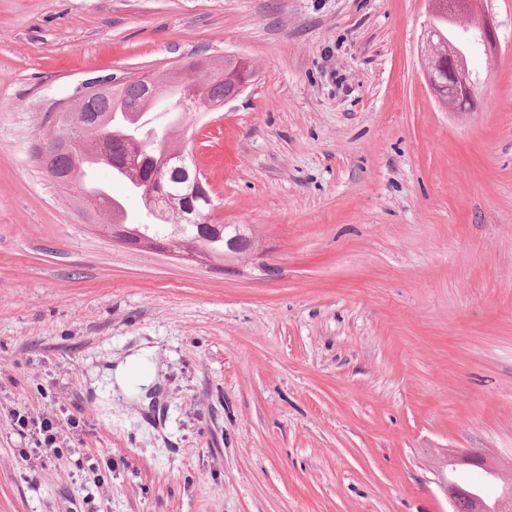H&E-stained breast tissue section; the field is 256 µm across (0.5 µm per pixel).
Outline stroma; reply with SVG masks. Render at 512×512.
Masks as SVG:
<instances>
[{"label": "stroma", "mask_w": 512, "mask_h": 512, "mask_svg": "<svg viewBox=\"0 0 512 512\" xmlns=\"http://www.w3.org/2000/svg\"><path fill=\"white\" fill-rule=\"evenodd\" d=\"M480 106L423 71L429 0H0V512H452L512 477V0ZM248 59L183 115L226 269L123 244L37 158L87 80ZM148 350L127 387L108 373ZM58 426L25 464L15 414ZM79 456H71V449Z\"/></svg>", "instance_id": "obj_1"}]
</instances>
